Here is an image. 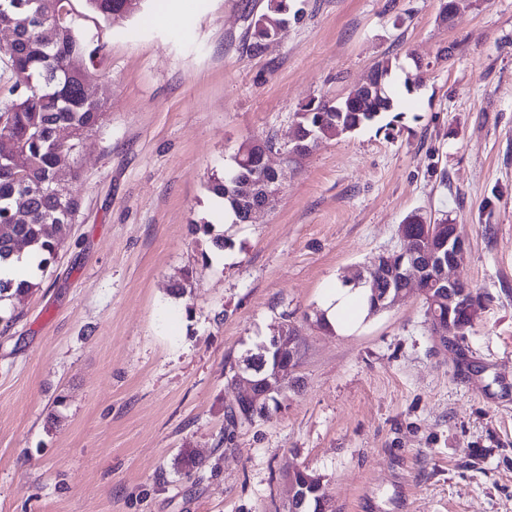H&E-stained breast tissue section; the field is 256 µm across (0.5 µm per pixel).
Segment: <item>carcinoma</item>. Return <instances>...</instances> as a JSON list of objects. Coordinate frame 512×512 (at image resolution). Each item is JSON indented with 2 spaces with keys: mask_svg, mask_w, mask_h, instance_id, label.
I'll return each instance as SVG.
<instances>
[{
  "mask_svg": "<svg viewBox=\"0 0 512 512\" xmlns=\"http://www.w3.org/2000/svg\"><path fill=\"white\" fill-rule=\"evenodd\" d=\"M98 15L109 18L125 0H87ZM69 0H0V18L29 15L38 24L29 28L23 42L9 53L15 82L10 98L0 109V264L15 255L27 253L32 270L29 279L14 281L0 278V302L20 300L40 286L51 260L62 247L70 227L69 215L78 212L80 202L68 194L57 199L53 191L80 177L79 170L58 166L59 155L68 152L78 137L96 130L108 106L103 101L88 102L82 97V83L96 76L94 56L85 37L74 26L68 10ZM287 0H267L253 22L251 51L261 53L270 43L276 28L288 18ZM73 56L84 58V69L70 74L67 63ZM392 65L376 63L371 74L382 79V94L359 87L339 100H311L296 113V132L314 129L315 138L323 139L355 130L378 120L381 114L394 110L389 76ZM69 127L75 139L66 143L57 131ZM19 151L28 164L18 168L11 154ZM257 146L243 142L234 168L221 179L213 180L209 191L224 201V208L236 213L237 198L243 196L264 171L259 165ZM27 198L25 209L19 200ZM359 286L367 290L368 313L378 311L373 289L383 287L380 270L368 274ZM267 413L245 406L230 408L227 417L236 425L263 419Z\"/></svg>",
  "mask_w": 512,
  "mask_h": 512,
  "instance_id": "cac0c4a2",
  "label": "carcinoma"
}]
</instances>
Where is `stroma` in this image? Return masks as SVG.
<instances>
[{"mask_svg": "<svg viewBox=\"0 0 512 512\" xmlns=\"http://www.w3.org/2000/svg\"><path fill=\"white\" fill-rule=\"evenodd\" d=\"M288 4L301 20L256 55L266 0H180L173 24L161 0L106 20L70 0L108 111L65 159L64 245L5 306L21 317L0 330V512H287L296 468L332 512H512V0H458L448 24L438 0ZM386 58L395 110L292 157L299 107ZM246 140L284 178L228 226L207 186ZM413 211L466 239L451 275L483 303L473 326L440 345L415 288L352 333L317 326L324 289L402 249ZM286 320L295 383L229 427L231 363Z\"/></svg>", "mask_w": 512, "mask_h": 512, "instance_id": "stroma-1", "label": "stroma"}]
</instances>
